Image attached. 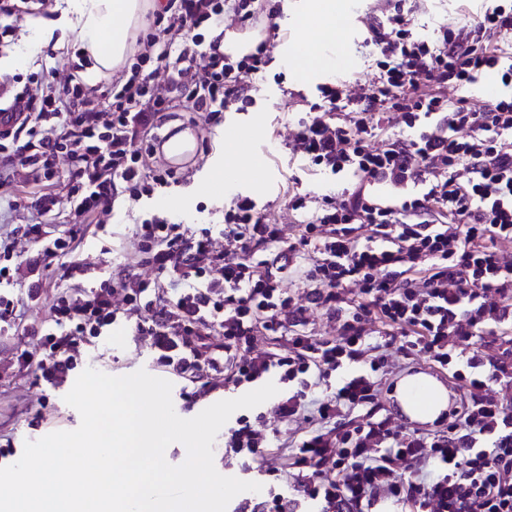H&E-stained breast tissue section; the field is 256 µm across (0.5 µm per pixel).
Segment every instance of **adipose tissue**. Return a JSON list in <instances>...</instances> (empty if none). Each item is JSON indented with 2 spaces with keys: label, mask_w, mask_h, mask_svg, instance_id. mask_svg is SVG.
Listing matches in <instances>:
<instances>
[{
  "label": "adipose tissue",
  "mask_w": 512,
  "mask_h": 512,
  "mask_svg": "<svg viewBox=\"0 0 512 512\" xmlns=\"http://www.w3.org/2000/svg\"><path fill=\"white\" fill-rule=\"evenodd\" d=\"M149 0H72V11L83 35V51L89 61L81 71L85 80L117 70L130 49V37L141 24ZM346 11L344 0H307L302 28L311 30L313 42L339 38L337 20ZM402 410L422 422L434 420L448 405L447 391L434 379L417 375L399 386Z\"/></svg>",
  "instance_id": "obj_1"
}]
</instances>
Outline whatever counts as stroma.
Returning a JSON list of instances; mask_svg holds the SVG:
<instances>
[{
	"instance_id": "stroma-1",
	"label": "stroma",
	"mask_w": 512,
	"mask_h": 512,
	"mask_svg": "<svg viewBox=\"0 0 512 512\" xmlns=\"http://www.w3.org/2000/svg\"><path fill=\"white\" fill-rule=\"evenodd\" d=\"M493 4L494 0H366L363 10L349 19L342 32L349 59L354 65L346 76L348 91H357L360 84L373 80L377 73L375 48L365 42V27L382 11L397 6L413 10V32L419 40L428 41L440 23ZM264 5L273 9L280 36L268 47L270 61L264 77L254 82L252 105L244 112L227 108L223 124L203 128L207 147L199 151L197 167L180 182L155 187L153 192L134 203L124 196L115 201L105 230L99 239L88 241L83 253L98 270L109 274L118 266L135 260L134 221L161 215L159 200L164 196L182 200L181 211L170 216L171 221L180 224L223 223L225 210L234 196L240 195L250 197L258 206L266 208L272 222L291 225L299 220L298 214L289 210L285 202L293 178H300L303 189L316 194H336V175L308 171L300 155L288 147L290 131L300 113L307 111L309 103L317 101L319 86L333 82L334 77L323 73L304 80L283 60L286 48L293 46L300 36L297 18L302 0H265ZM68 7V0H48L44 11L54 24L52 33L35 35L24 43L14 42L10 48L0 50V59L13 52L33 54L36 58L33 71L44 73L47 81L54 84L72 73L77 65L75 53L79 36L68 26ZM255 119L260 122L259 137L270 145L264 158L265 184L256 188L243 183L235 194L221 197L200 194L197 184L201 179L217 165L235 161L224 147L225 125L247 124ZM65 287V281L53 267L44 271L37 298H28L26 288H18L16 295L22 319L7 334H0V467L18 461L25 442L38 440L54 431L78 428L80 415L64 397L72 388V379L85 369L92 368L112 376H124L140 369L156 377L161 374L157 355L149 342L138 336L131 326L119 324L113 327L108 341L85 348L77 355L69 381L54 388L36 384L33 373L18 364L16 354L21 350L40 353L36 331L41 323L50 319L54 300ZM227 437V429H220L213 445L214 465L220 474L254 481L284 495L292 493L293 468L288 451L283 447L287 433L281 432L269 439L268 458L277 471L273 477L259 474L241 457L226 453L224 442Z\"/></svg>"
}]
</instances>
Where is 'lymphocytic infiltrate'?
Wrapping results in <instances>:
<instances>
[{
  "instance_id": "lymphocytic-infiltrate-1",
  "label": "lymphocytic infiltrate",
  "mask_w": 512,
  "mask_h": 512,
  "mask_svg": "<svg viewBox=\"0 0 512 512\" xmlns=\"http://www.w3.org/2000/svg\"><path fill=\"white\" fill-rule=\"evenodd\" d=\"M233 10L242 31L262 35L235 66L219 39L203 34L223 25L224 0H166L135 38L125 82L97 91L71 79L55 87L39 73L0 76V187L25 169L35 192L23 235L44 261L65 258L62 278L72 284L38 329L43 355L24 351L18 363L58 386L84 344L124 321L147 337L161 367L189 381L186 400L220 382L276 375L278 422L310 416L314 424L288 439L295 496L257 498L251 512H298L305 502L319 512H512V399L503 397L512 362L473 342L480 332L512 333V98L476 110L446 94L449 83L496 67L512 84L511 4L441 24L429 42L414 39L412 15L401 9L370 24L375 81L354 101L344 82L320 86L317 111L297 123L309 162L354 180L335 197L289 194V209L307 216L292 233L245 196L217 231L141 220L136 263L108 278L95 279L76 258L119 194L135 199L146 179H174L157 164L160 131L175 132L184 112L214 125L227 106L251 105L242 79L263 75L277 28L259 0H233ZM157 65L168 74L163 91ZM395 112L405 131H394ZM382 185L397 197L379 196ZM64 204L69 225L50 235L46 222ZM217 234L227 249L213 250ZM15 244L14 233L0 236L1 328L21 318L7 292ZM287 279L304 285V299L283 289ZM316 315L335 335L312 333ZM264 336L283 342L258 348ZM391 347L424 358L460 391L446 429L404 428L384 411ZM264 420L239 416L230 450L261 463ZM401 465L413 477L401 478Z\"/></svg>"
}]
</instances>
